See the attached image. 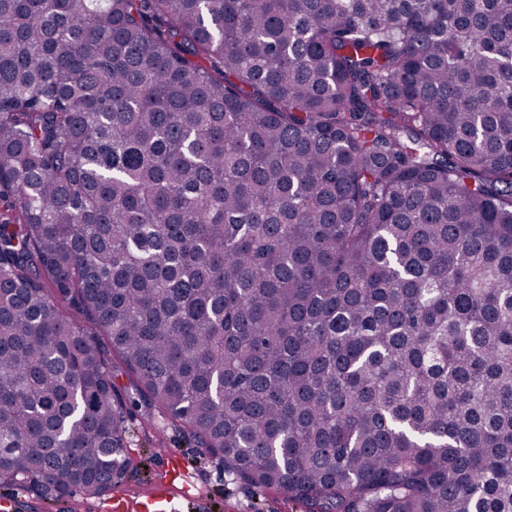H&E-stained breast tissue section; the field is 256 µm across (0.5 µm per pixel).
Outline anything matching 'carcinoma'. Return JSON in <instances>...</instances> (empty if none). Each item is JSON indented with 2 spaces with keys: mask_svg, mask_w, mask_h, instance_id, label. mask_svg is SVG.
Here are the masks:
<instances>
[{
  "mask_svg": "<svg viewBox=\"0 0 512 512\" xmlns=\"http://www.w3.org/2000/svg\"><path fill=\"white\" fill-rule=\"evenodd\" d=\"M133 411L512 512V0H0V495L112 493Z\"/></svg>",
  "mask_w": 512,
  "mask_h": 512,
  "instance_id": "1",
  "label": "carcinoma"
}]
</instances>
